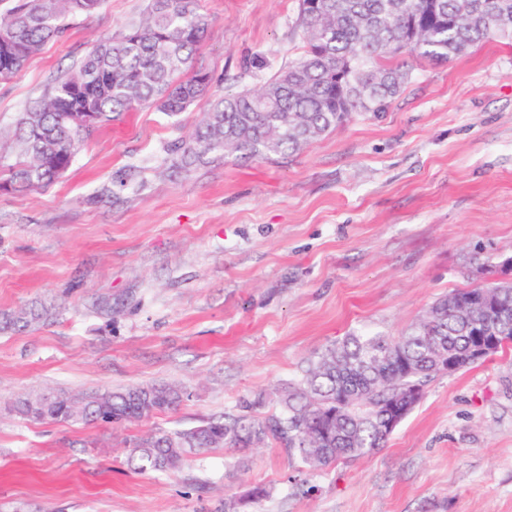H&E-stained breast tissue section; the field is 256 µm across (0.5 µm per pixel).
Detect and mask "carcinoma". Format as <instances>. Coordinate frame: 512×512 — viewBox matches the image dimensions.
I'll list each match as a JSON object with an SVG mask.
<instances>
[{
    "label": "carcinoma",
    "mask_w": 512,
    "mask_h": 512,
    "mask_svg": "<svg viewBox=\"0 0 512 512\" xmlns=\"http://www.w3.org/2000/svg\"><path fill=\"white\" fill-rule=\"evenodd\" d=\"M101 0H0V79L18 75L76 13ZM299 0L303 51L257 88L215 99L204 119L172 145L188 170L212 154L268 157L299 153L353 113L387 111L408 73L393 59L408 48L428 61L461 55L491 38L512 39V0ZM422 27L410 34V25ZM209 26L197 0H149L141 20L99 41L80 66L30 102L0 131V190L23 192L54 183L78 147L104 122L152 102L177 116L207 95L212 76L189 70ZM399 336L347 337L307 361L300 378L279 390L281 410L264 417L226 415L134 442L140 472L174 473L193 455L214 448L276 444L306 471L363 456L383 446L386 402L410 384L439 374L436 343L468 358L470 332L479 326L512 344V282L452 292L433 302ZM50 316L49 308L0 315V332ZM186 398L177 385H140L120 391L17 398L9 411L27 421L114 425L174 410Z\"/></svg>",
    "instance_id": "1"
}]
</instances>
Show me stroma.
Instances as JSON below:
<instances>
[{
	"label": "stroma",
	"instance_id": "stroma-1",
	"mask_svg": "<svg viewBox=\"0 0 512 512\" xmlns=\"http://www.w3.org/2000/svg\"><path fill=\"white\" fill-rule=\"evenodd\" d=\"M299 0H199L193 57L214 95L261 84L302 46ZM145 0H102L0 81V130ZM410 78L381 117L358 114L302 153L182 171L170 145L208 109L140 106L103 124L64 176L0 192V313L51 307L0 333V512H512V345L432 378L383 447L305 473L272 444L216 448L139 473L133 438L278 411L304 362L353 333L401 335L437 298L512 256V45ZM111 195H101L103 186ZM176 384L174 411L115 427L31 422L10 402L45 391Z\"/></svg>",
	"mask_w": 512,
	"mask_h": 512
}]
</instances>
